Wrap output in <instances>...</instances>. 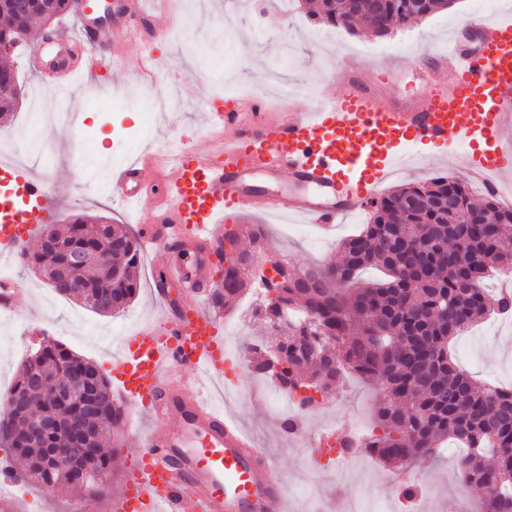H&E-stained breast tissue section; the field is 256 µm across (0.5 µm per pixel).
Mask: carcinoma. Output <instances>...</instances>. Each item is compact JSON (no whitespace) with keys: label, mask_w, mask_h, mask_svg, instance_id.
Masks as SVG:
<instances>
[{"label":"carcinoma","mask_w":512,"mask_h":512,"mask_svg":"<svg viewBox=\"0 0 512 512\" xmlns=\"http://www.w3.org/2000/svg\"><path fill=\"white\" fill-rule=\"evenodd\" d=\"M454 0H382L374 13L363 0H313L318 23L351 32L364 24L372 35L393 30L451 7ZM72 0H0V42L24 40L35 21L57 22L73 12ZM20 95L12 68L0 62V116ZM56 244L21 250L22 259L50 276L67 267L65 248L91 254L72 269L78 288L57 292L104 315L123 310L139 291L142 261L137 237L118 224L78 216ZM113 252L112 265L104 255ZM334 265L286 264L273 293L254 310L269 339L251 348L253 371L273 378L286 392L312 388L325 399L344 377V369L381 387L369 452L386 463H415L449 440L464 450L460 478L482 490L484 512H512V388L478 385L448 354L449 342L464 335L492 311L512 312V296H490L489 270L512 265V208L494 196L473 203L466 185L447 176L407 183L377 201L369 224L341 244ZM224 284L210 299L231 306L251 286L246 272L253 254L237 249L227 258ZM383 274L361 280L366 270ZM112 287V306L98 303L101 289ZM297 315L286 331L278 329L284 312ZM74 374L87 376L71 398L58 401L36 393L31 377L49 384ZM11 393L24 405L12 420L17 439L9 444L25 462L26 481L35 485L80 488L87 497L108 490L111 461L103 441L124 418L123 408L94 363L49 341L29 353ZM59 427L30 435L34 420ZM88 430L78 443L67 425Z\"/></svg>","instance_id":"obj_1"}]
</instances>
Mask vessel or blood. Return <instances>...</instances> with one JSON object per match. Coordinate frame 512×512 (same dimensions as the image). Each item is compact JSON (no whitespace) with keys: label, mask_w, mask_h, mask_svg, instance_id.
Returning a JSON list of instances; mask_svg holds the SVG:
<instances>
[{"label":"vessel or blood","mask_w":512,"mask_h":512,"mask_svg":"<svg viewBox=\"0 0 512 512\" xmlns=\"http://www.w3.org/2000/svg\"><path fill=\"white\" fill-rule=\"evenodd\" d=\"M481 39L468 49L460 36L432 67L418 100L389 101L364 85L356 63L342 72L337 95L308 111L270 116L262 96L228 97L203 115L217 135L207 148L188 146L170 162L157 155L114 167L115 197L153 209L143 230L149 253L167 260L154 279L165 299L163 316L125 336L113 368L128 416L147 412L152 425L124 470L114 512H279L286 490L277 455L225 416L208 393L224 372L221 317L201 306L216 264L215 249L228 214L262 212L295 216L330 229L365 210L397 168L411 158L447 163L442 147L465 151L473 178L493 186L512 179V19L479 22ZM95 66L147 73L152 52L116 57L111 37L84 29ZM282 178L308 194L255 189L254 176ZM166 184L160 204L142 194L144 184ZM58 199L33 169L0 162V316L17 313L14 279L7 268L46 224ZM192 251V262L181 258ZM184 297L168 299L169 285ZM198 373L194 384L176 382L178 371Z\"/></svg>","instance_id":"vessel-or-blood-1"}]
</instances>
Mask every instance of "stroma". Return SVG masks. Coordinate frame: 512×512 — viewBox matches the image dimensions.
<instances>
[{
  "label": "stroma",
  "instance_id": "35a3bbf8",
  "mask_svg": "<svg viewBox=\"0 0 512 512\" xmlns=\"http://www.w3.org/2000/svg\"><path fill=\"white\" fill-rule=\"evenodd\" d=\"M310 0H265L263 15H255L250 0H172L171 10L177 16L169 34L159 38L155 28L163 20L128 10L109 27L115 35L113 52L133 55L142 47H150L165 64L158 71L152 87L142 85L131 71L115 69L104 72L99 81L82 74L89 64L87 50L74 43L77 21L74 15L61 18L42 48L43 58H51L59 42L69 48L68 65L77 79L61 86H43L34 59L25 52L11 58L17 73L22 97L8 124L0 123V139L20 129L32 108V92L43 89L53 108H64L79 118V128L69 132L51 119H43L34 132L33 141L48 154L37 170L50 182L62 188L61 206L56 217L58 229H65L77 215L101 216L109 223L124 224L130 229L149 224L153 215L110 202L107 182L96 180L95 165L116 155L132 157L167 151L180 137L204 145L207 129L201 117L210 104L213 86L233 82L238 93H255L261 89L263 75L285 73L289 84L311 86L319 93L333 96L340 89L330 76L338 72L349 58L361 65L364 77L378 70L383 58L398 65L395 77L378 83L384 97L400 99L418 93L425 85L423 66L442 51L453 31L468 34L469 21L475 12L485 20L512 17V0H457L455 7L435 13L415 23L398 28L386 37H375L366 30L317 39L320 27L308 16ZM435 176H449L468 181V159L464 152H454L447 164L433 165L424 160L411 161L409 167L394 176L389 188L410 181ZM370 211L326 230L315 224H300L298 231L285 232L283 225L269 215L255 212L236 217L231 226L249 230L262 225L265 237L258 243L242 238L257 258L281 254L290 263L338 262L343 239L357 233L368 223ZM163 256L144 255L140 268L141 288L133 303L124 311L109 317L86 310L72 298L57 294L42 274L15 259L12 272L19 288L20 312L12 320L0 323V382L12 386L26 357L23 351L11 350L4 339L8 336L33 345L42 336L58 337L60 343L75 354L93 362L104 375L112 373L114 352L125 332L139 323L158 319L161 313L152 288L156 266ZM257 290L244 293L234 307L223 310V321L236 324L237 335L227 350L230 357L246 359L247 348L264 328L255 323L250 311L256 305ZM453 352L476 379L512 387V326L490 319L470 333L458 337ZM272 385L254 377L247 386L224 400L226 414L236 418L254 439L257 447L276 449L283 481L291 496L292 512H312L307 498L308 485H316L322 497V512H350L361 494L359 481L369 474L371 512H401L397 495L392 492L391 478L396 467L375 459L352 462L348 478L337 482L335 465L317 461L309 438L316 434L341 430L351 414L373 419L379 391L376 384L348 375L339 383L329 400L308 412L303 422V436L292 443L278 432L281 414L272 400ZM139 433L126 427L113 430L107 440L116 456L112 465L114 477L106 496L85 504V512H113L115 500L123 484V468L128 456L136 454L142 432L148 431V417H141ZM458 450L443 448L440 457L416 465L422 473L421 498L424 512H461L469 503L471 512H482L483 497L471 490L468 498H460L453 460ZM80 491L62 490L40 485L10 497L14 512H71L72 501Z\"/></svg>",
  "mask_w": 512,
  "mask_h": 512
}]
</instances>
